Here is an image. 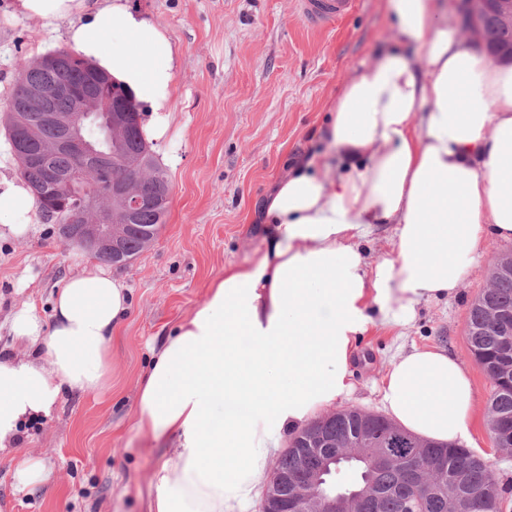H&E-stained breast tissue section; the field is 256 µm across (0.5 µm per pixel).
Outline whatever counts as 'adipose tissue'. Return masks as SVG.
Returning a JSON list of instances; mask_svg holds the SVG:
<instances>
[{
  "mask_svg": "<svg viewBox=\"0 0 512 512\" xmlns=\"http://www.w3.org/2000/svg\"><path fill=\"white\" fill-rule=\"evenodd\" d=\"M15 13L67 22L68 45L148 105L161 139L173 52L128 0H15ZM396 41L355 72L320 130L327 170L297 159L262 207L273 232L226 267L204 302L152 353L135 435L171 443L152 472L147 512H245L273 449L354 391L370 328L404 329L455 298L492 239L512 240V65L449 28L433 0H389ZM38 206L0 177V235L22 237ZM392 249L367 259L379 228ZM130 291L85 264L53 297L10 320L24 356L0 352V458L17 488L53 471L21 452L22 427L52 418L67 390L112 384L113 333ZM397 426L427 442L470 440L476 398L466 364L439 345L400 348L377 388Z\"/></svg>",
  "mask_w": 512,
  "mask_h": 512,
  "instance_id": "ef3b65f1",
  "label": "adipose tissue"
}]
</instances>
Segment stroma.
Returning <instances> with one entry per match:
<instances>
[{
	"mask_svg": "<svg viewBox=\"0 0 512 512\" xmlns=\"http://www.w3.org/2000/svg\"><path fill=\"white\" fill-rule=\"evenodd\" d=\"M0 0V118L8 111L18 65L66 47L65 23L15 15ZM168 38L174 52L169 129L151 149L172 187L166 222L152 244L114 268L132 292L128 318L112 340V386L100 394L64 391L53 419L27 427L24 447L47 460L52 482L17 491L0 462V512H146L152 470L168 453L133 431L138 383L149 347L199 307L225 267L263 248L269 225L260 206L294 159L319 149L320 126L362 62L394 43L387 0L309 31L292 0H129ZM23 238H0V349L22 354L10 317L30 304L51 313L53 292L92 256L62 245L56 225L30 217ZM512 251L490 240L456 298L422 307L404 333L370 329L354 361L351 407L377 411L374 391L399 347L434 342L466 361L477 397L470 431L478 454L512 482V455L495 448L486 424L492 384L472 356L469 308L488 283L489 263Z\"/></svg>",
	"mask_w": 512,
	"mask_h": 512,
	"instance_id": "obj_1",
	"label": "stroma"
}]
</instances>
